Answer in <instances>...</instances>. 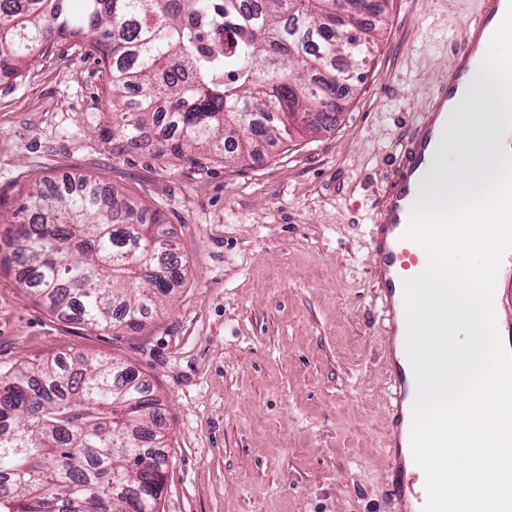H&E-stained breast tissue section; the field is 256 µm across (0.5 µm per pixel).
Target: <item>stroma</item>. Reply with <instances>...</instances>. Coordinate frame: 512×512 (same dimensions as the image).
Segmentation results:
<instances>
[{"label": "stroma", "instance_id": "1", "mask_svg": "<svg viewBox=\"0 0 512 512\" xmlns=\"http://www.w3.org/2000/svg\"><path fill=\"white\" fill-rule=\"evenodd\" d=\"M379 4L335 126L257 141L245 161H161L154 131L113 136L105 76L72 41L0 73V241L31 184L87 176L161 213L183 260L171 306L118 332L52 314L0 268V373L85 354L152 385L169 436L160 512H398L375 210L469 5Z\"/></svg>", "mask_w": 512, "mask_h": 512}]
</instances>
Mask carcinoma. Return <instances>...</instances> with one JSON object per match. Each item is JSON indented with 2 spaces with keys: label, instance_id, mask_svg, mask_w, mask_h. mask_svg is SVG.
I'll return each mask as SVG.
<instances>
[{
  "label": "carcinoma",
  "instance_id": "1",
  "mask_svg": "<svg viewBox=\"0 0 512 512\" xmlns=\"http://www.w3.org/2000/svg\"><path fill=\"white\" fill-rule=\"evenodd\" d=\"M362 0H0V72L60 40L99 55L112 129L157 128L156 157L247 158L257 139L336 123L381 11ZM373 18L367 23L365 19ZM355 20L363 37L349 34ZM0 266L49 309L94 330L142 328L171 301L181 257L157 213L80 177L21 205ZM158 399L114 360L53 358L0 376V512H158Z\"/></svg>",
  "mask_w": 512,
  "mask_h": 512
}]
</instances>
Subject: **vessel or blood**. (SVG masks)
<instances>
[{
	"mask_svg": "<svg viewBox=\"0 0 512 512\" xmlns=\"http://www.w3.org/2000/svg\"><path fill=\"white\" fill-rule=\"evenodd\" d=\"M512 0H473L469 18L453 46L447 70L420 112L390 166L377 204L370 282L383 304L386 333H399L402 282L418 266L421 246L406 236L422 180L448 152V131L461 102L480 99L474 81L490 40Z\"/></svg>",
	"mask_w": 512,
	"mask_h": 512,
	"instance_id": "1",
	"label": "vessel or blood"
}]
</instances>
